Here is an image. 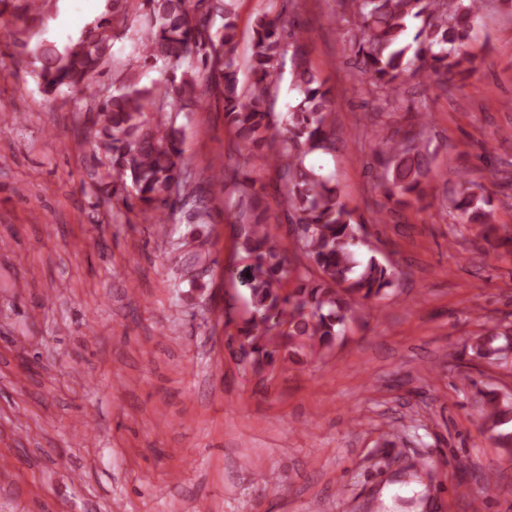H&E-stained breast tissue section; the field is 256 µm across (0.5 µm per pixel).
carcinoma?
<instances>
[{
  "label": "carcinoma",
  "mask_w": 512,
  "mask_h": 512,
  "mask_svg": "<svg viewBox=\"0 0 512 512\" xmlns=\"http://www.w3.org/2000/svg\"><path fill=\"white\" fill-rule=\"evenodd\" d=\"M235 0H112L109 13L96 21L74 44L61 51L34 43L30 16L41 6L31 0H0V16L10 13L24 23L13 33L19 55L40 63L39 80L47 95L85 94L94 75L103 73L111 57L112 33L140 17L136 51L146 66L163 64L169 72L162 85L130 83L117 95L95 105V136L107 158L106 179L98 191L152 219L175 213L170 193L189 206L188 222L204 224L209 216L208 181L186 171L182 130L174 112L201 106L199 77L206 78L224 105V122L243 157L261 155L281 183L282 204L294 232L292 253L278 244L267 224L264 194L249 172L233 183L238 196L234 224L240 251L253 259L243 283L249 312L237 327L241 344L248 345L259 369L276 363L279 349L263 341L279 336L288 346L284 359L306 348L330 349L343 338L365 302L385 294L395 274L375 256L360 254L352 212L341 200L333 179L308 166L307 157L328 152L335 137L336 117L330 89L311 67L302 42L301 24L283 4L265 13L252 27L250 82L240 86L235 68L237 47ZM484 0H341L344 22L360 32L353 50L357 70L385 102L395 105L404 77L418 84L445 87L456 76L474 72L477 55L464 49ZM290 56V87L294 103L282 127L273 121L270 99L280 60ZM197 62V73L181 70L184 60ZM408 128L390 136L375 153L385 170L382 183L395 209L421 203L432 178V158L423 144L429 124L427 102L413 103ZM460 223L477 224L490 235L496 231L492 196L484 186L467 181L453 199ZM315 268L318 276L310 274ZM293 288L283 292L284 284ZM512 329L495 325L476 337L471 350L477 358H492ZM483 425L497 444L512 453V402L493 389L481 392Z\"/></svg>",
  "instance_id": "obj_1"
}]
</instances>
